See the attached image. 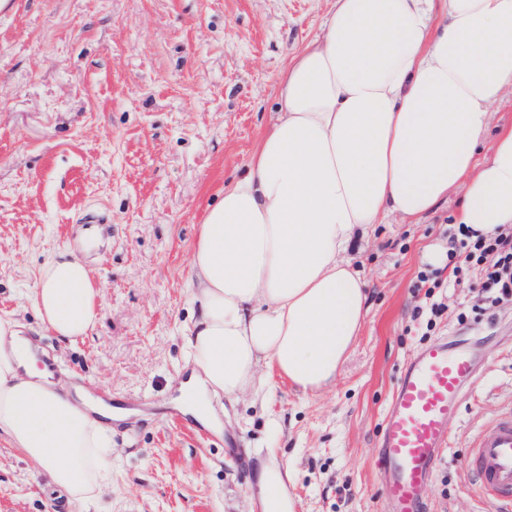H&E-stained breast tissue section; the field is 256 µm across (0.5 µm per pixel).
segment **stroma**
Wrapping results in <instances>:
<instances>
[{"instance_id":"stroma-1","label":"stroma","mask_w":512,"mask_h":512,"mask_svg":"<svg viewBox=\"0 0 512 512\" xmlns=\"http://www.w3.org/2000/svg\"><path fill=\"white\" fill-rule=\"evenodd\" d=\"M334 0H6L0 5V316L15 315L66 386L151 407L113 439L111 512H260L264 465L288 471L294 512H377L383 416L427 338L474 346L479 375L425 489L429 512H497L465 469L471 439L512 414V303L478 324L439 264L433 329L417 274L447 253L462 192L418 223L391 217L349 253L369 311L331 387L272 376L214 400L216 435L173 414L191 316V255L207 208L244 170L277 109L280 71L322 33ZM67 248L102 288L99 322L69 344L42 330L30 296ZM0 512H79L0 437Z\"/></svg>"}]
</instances>
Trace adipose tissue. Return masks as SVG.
Segmentation results:
<instances>
[{"label": "adipose tissue", "instance_id": "adipose-tissue-1", "mask_svg": "<svg viewBox=\"0 0 512 512\" xmlns=\"http://www.w3.org/2000/svg\"><path fill=\"white\" fill-rule=\"evenodd\" d=\"M322 30L281 71L272 122L193 249L177 404L216 433L213 399L262 391L259 366L304 392L335 381L366 315L347 253L369 225L418 220L459 188L474 235L512 224V127L475 157L512 88V0H335ZM100 297L62 249L32 303L73 342L94 331ZM112 419L57 387L19 321L0 316V434L86 512L112 485Z\"/></svg>", "mask_w": 512, "mask_h": 512}]
</instances>
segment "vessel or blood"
Here are the masks:
<instances>
[{"label":"vessel or blood","instance_id":"b4317fda","mask_svg":"<svg viewBox=\"0 0 512 512\" xmlns=\"http://www.w3.org/2000/svg\"><path fill=\"white\" fill-rule=\"evenodd\" d=\"M477 374L472 352L445 336L405 363L379 435L380 512H427L423 491L448 446V420L459 414ZM466 466L478 492L502 512H512V415L473 440Z\"/></svg>","mask_w":512,"mask_h":512}]
</instances>
